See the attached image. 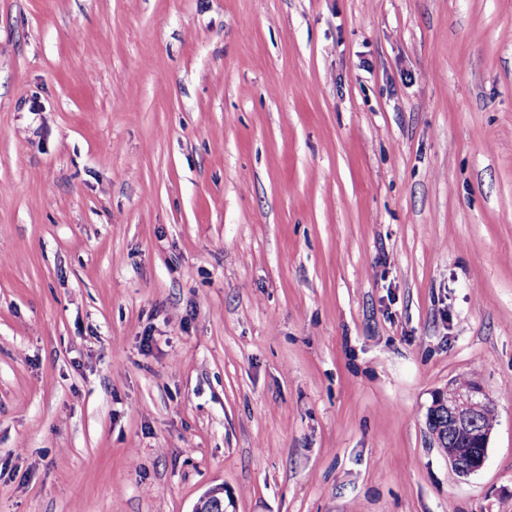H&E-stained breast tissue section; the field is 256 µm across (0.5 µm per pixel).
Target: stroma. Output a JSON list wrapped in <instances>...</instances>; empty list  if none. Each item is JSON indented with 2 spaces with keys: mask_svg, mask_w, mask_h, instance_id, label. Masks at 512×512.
Masks as SVG:
<instances>
[{
  "mask_svg": "<svg viewBox=\"0 0 512 512\" xmlns=\"http://www.w3.org/2000/svg\"><path fill=\"white\" fill-rule=\"evenodd\" d=\"M216 486L512 512V0H0V512ZM488 403V397L481 385L476 381H470L467 385L458 386L449 384L445 390L433 394L431 409L427 410L426 423L430 431L438 429V418L435 411L438 410L448 415V429L470 445L469 448H448V429L440 430L438 441L451 463L454 470L467 476L479 471L484 465L489 439L493 427L494 413L488 404L484 418L482 412ZM432 416L435 418L431 422ZM483 419L486 425L483 423Z\"/></svg>",
  "mask_w": 512,
  "mask_h": 512,
  "instance_id": "stroma-1",
  "label": "stroma"
}]
</instances>
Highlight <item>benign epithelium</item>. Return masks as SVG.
Returning <instances> with one entry per match:
<instances>
[{
	"instance_id": "benign-epithelium-1",
	"label": "benign epithelium",
	"mask_w": 512,
	"mask_h": 512,
	"mask_svg": "<svg viewBox=\"0 0 512 512\" xmlns=\"http://www.w3.org/2000/svg\"><path fill=\"white\" fill-rule=\"evenodd\" d=\"M488 397L481 385L471 381L464 386L449 384L433 394L430 408L448 415V429L464 439L466 448L445 451L454 470L467 476L484 465L492 428L484 425L482 412Z\"/></svg>"
}]
</instances>
